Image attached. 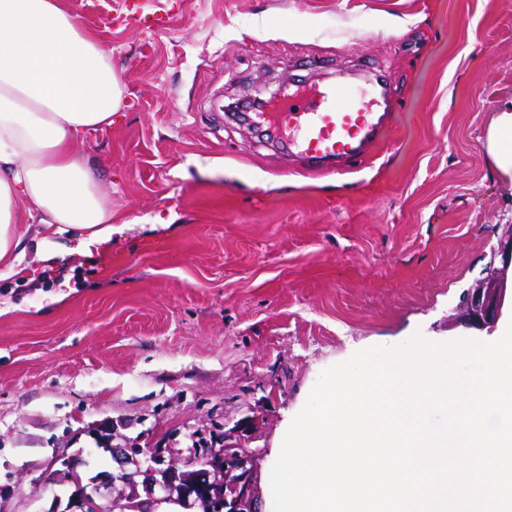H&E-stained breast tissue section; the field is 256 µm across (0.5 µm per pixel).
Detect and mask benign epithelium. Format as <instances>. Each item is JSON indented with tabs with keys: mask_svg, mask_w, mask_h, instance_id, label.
<instances>
[{
	"mask_svg": "<svg viewBox=\"0 0 512 512\" xmlns=\"http://www.w3.org/2000/svg\"><path fill=\"white\" fill-rule=\"evenodd\" d=\"M501 266L490 265L480 286L469 290L462 305V320L478 329L492 328L502 315L512 281V229L500 241L496 252ZM119 443L112 444V441ZM98 444L106 447L116 463V472L94 480L91 489H81L80 496L69 500L64 512L81 508L85 512H105L106 504L116 508L143 487L153 501H166L183 507L199 506L217 512H263L260 490L261 454L245 449L232 458L224 451H214L206 458L197 449L177 459L166 448L147 452L140 443L123 435L103 434Z\"/></svg>",
	"mask_w": 512,
	"mask_h": 512,
	"instance_id": "benign-epithelium-1",
	"label": "benign epithelium"
}]
</instances>
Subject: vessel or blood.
<instances>
[{
  "instance_id": "1",
  "label": "vessel or blood",
  "mask_w": 512,
  "mask_h": 512,
  "mask_svg": "<svg viewBox=\"0 0 512 512\" xmlns=\"http://www.w3.org/2000/svg\"><path fill=\"white\" fill-rule=\"evenodd\" d=\"M386 115L373 111L345 82L292 93L272 111L254 113L248 125L269 127L272 137L303 166L352 163L381 137Z\"/></svg>"
}]
</instances>
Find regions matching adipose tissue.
Returning a JSON list of instances; mask_svg holds the SVG:
<instances>
[{"mask_svg": "<svg viewBox=\"0 0 512 512\" xmlns=\"http://www.w3.org/2000/svg\"><path fill=\"white\" fill-rule=\"evenodd\" d=\"M123 97L111 47L55 0H0V278L24 270L23 217L42 224L41 252L63 236L84 249L111 239L112 203L73 142ZM487 150L512 175V109Z\"/></svg>", "mask_w": 512, "mask_h": 512, "instance_id": "obj_1", "label": "adipose tissue"}]
</instances>
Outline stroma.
Returning a JSON list of instances; mask_svg holds the SVG:
<instances>
[{"label": "stroma", "instance_id": "35a3bbf8", "mask_svg": "<svg viewBox=\"0 0 512 512\" xmlns=\"http://www.w3.org/2000/svg\"><path fill=\"white\" fill-rule=\"evenodd\" d=\"M58 0L112 47L125 88L80 134L112 203L111 241L0 279V512H53L59 460L113 468L101 425L162 448L253 419L264 508L281 439L320 373L354 352L489 333L460 321L506 226L512 178L487 132L512 102V0ZM323 61L362 91L383 73L389 128L362 161L307 170L228 117Z\"/></svg>", "mask_w": 512, "mask_h": 512}]
</instances>
